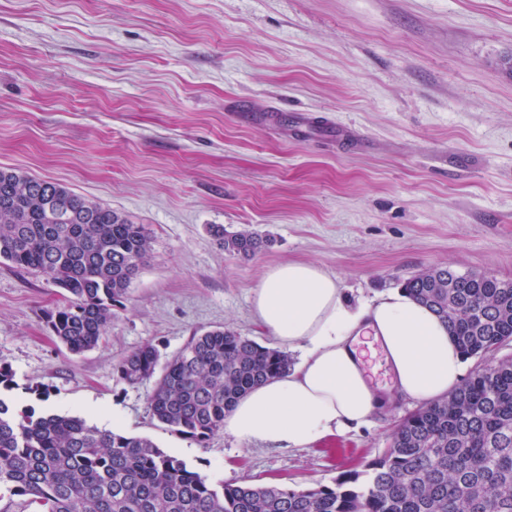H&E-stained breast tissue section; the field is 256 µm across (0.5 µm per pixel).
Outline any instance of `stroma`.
I'll list each match as a JSON object with an SVG mask.
<instances>
[{
  "instance_id": "1",
  "label": "stroma",
  "mask_w": 512,
  "mask_h": 512,
  "mask_svg": "<svg viewBox=\"0 0 512 512\" xmlns=\"http://www.w3.org/2000/svg\"><path fill=\"white\" fill-rule=\"evenodd\" d=\"M512 0H0V168L147 225L152 246L97 349L70 353L40 274L0 264V363L23 405L152 439L213 482L334 485L419 405L308 448L199 443L152 417L160 362L215 327L274 347L264 272L311 262L370 301L428 267L512 281ZM212 224L268 243L243 258ZM47 387L39 400L30 386ZM157 364V350L147 344L122 359L117 365L116 371L122 381L134 385L152 378Z\"/></svg>"
}]
</instances>
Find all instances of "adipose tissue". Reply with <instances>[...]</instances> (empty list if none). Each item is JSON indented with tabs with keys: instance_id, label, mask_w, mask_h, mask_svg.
<instances>
[{
	"instance_id": "1",
	"label": "adipose tissue",
	"mask_w": 512,
	"mask_h": 512,
	"mask_svg": "<svg viewBox=\"0 0 512 512\" xmlns=\"http://www.w3.org/2000/svg\"><path fill=\"white\" fill-rule=\"evenodd\" d=\"M251 310L269 336L302 355L225 414V433L247 447L307 448L369 426L393 398L425 405L443 399L463 378L464 359L447 324L401 288L355 304L322 267L285 263L264 273ZM364 337L380 348L390 386L369 380Z\"/></svg>"
}]
</instances>
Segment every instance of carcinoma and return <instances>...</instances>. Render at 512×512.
Instances as JSON below:
<instances>
[{
    "instance_id": "obj_1",
    "label": "carcinoma",
    "mask_w": 512,
    "mask_h": 512,
    "mask_svg": "<svg viewBox=\"0 0 512 512\" xmlns=\"http://www.w3.org/2000/svg\"><path fill=\"white\" fill-rule=\"evenodd\" d=\"M210 232L244 258L263 244L220 224ZM150 249L146 225L59 183L0 168V262L62 290L46 324L70 352L99 346ZM403 287L448 324L466 360L512 341V282L437 267ZM157 364L147 344L116 371L134 385L154 377ZM289 368L282 351L230 329L208 330L165 364L150 412L170 432L202 443L224 429V413L241 396ZM367 469L361 485L357 472L301 489L211 483L147 437L0 397L3 512H512V359L477 370L411 414Z\"/></svg>"
}]
</instances>
